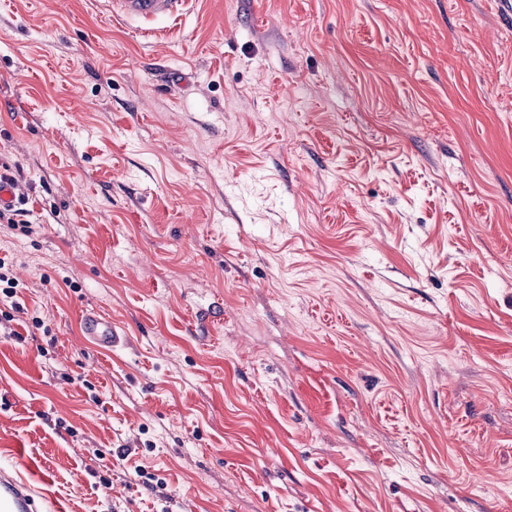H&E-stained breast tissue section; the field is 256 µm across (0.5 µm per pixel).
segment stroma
Listing matches in <instances>:
<instances>
[{
  "instance_id": "obj_1",
  "label": "stroma",
  "mask_w": 512,
  "mask_h": 512,
  "mask_svg": "<svg viewBox=\"0 0 512 512\" xmlns=\"http://www.w3.org/2000/svg\"><path fill=\"white\" fill-rule=\"evenodd\" d=\"M153 26L0 0V465L57 512H512V8ZM4 171L0 173V180L8 183L9 185L5 184L4 182H0V208L5 207L7 205H11L14 202V193L16 195V191H18V197L19 200L25 201V196L23 192L21 191V188L18 183V179L14 176L9 174V168L8 166H4ZM13 189V190H12ZM14 191V193H13ZM30 211L26 209H14L11 206L1 208L0 209V223L5 224V222H2L6 220V224H11L12 226H15V224H22L21 230L25 233H33L34 229L32 228V222L27 219H18L17 217H26L28 216ZM84 336L101 347L112 348L117 336L112 329V320L95 311L85 312L81 318Z\"/></svg>"
}]
</instances>
